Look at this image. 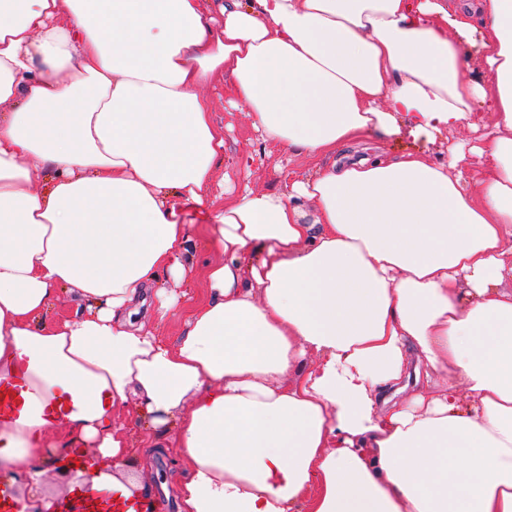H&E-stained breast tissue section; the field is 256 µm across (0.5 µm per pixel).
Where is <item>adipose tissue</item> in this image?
<instances>
[{
    "label": "adipose tissue",
    "instance_id": "adipose-tissue-1",
    "mask_svg": "<svg viewBox=\"0 0 512 512\" xmlns=\"http://www.w3.org/2000/svg\"><path fill=\"white\" fill-rule=\"evenodd\" d=\"M215 83L314 159L289 192L211 195ZM485 111L483 145L429 159ZM188 203L224 260L169 344L132 316L178 309L160 278L187 274ZM61 290L80 311L47 321ZM411 351L412 394L385 398ZM19 375L18 512L83 510L90 485L152 512L132 401L184 464L179 512H512V0H0V383ZM56 470L61 493L25 494ZM475 134L467 129H456L453 131L444 132L442 135H438L436 143L430 145V150L433 157L437 158H448V139L451 142L466 143L473 141ZM367 150L362 151L358 147L360 154L376 155L382 154L387 157H396L399 154L411 150L415 145L409 137H403L400 140H372L366 144Z\"/></svg>",
    "mask_w": 512,
    "mask_h": 512
}]
</instances>
